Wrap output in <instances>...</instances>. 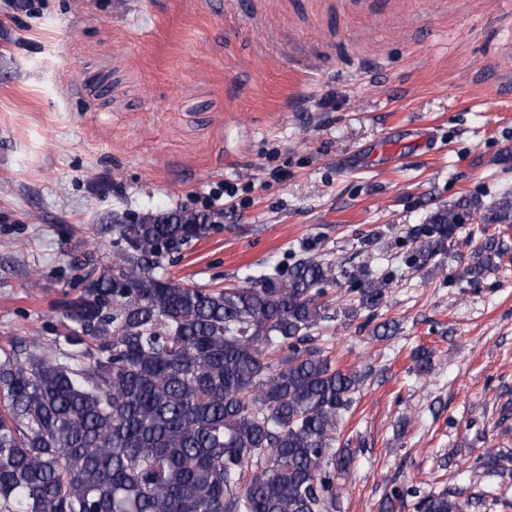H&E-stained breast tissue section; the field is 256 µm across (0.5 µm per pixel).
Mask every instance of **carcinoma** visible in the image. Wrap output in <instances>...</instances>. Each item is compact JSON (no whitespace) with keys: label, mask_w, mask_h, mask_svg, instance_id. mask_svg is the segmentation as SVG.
Listing matches in <instances>:
<instances>
[{"label":"carcinoma","mask_w":512,"mask_h":512,"mask_svg":"<svg viewBox=\"0 0 512 512\" xmlns=\"http://www.w3.org/2000/svg\"><path fill=\"white\" fill-rule=\"evenodd\" d=\"M512 224V194L463 198L410 230L408 263L456 241L461 218ZM112 266L71 261L82 285L59 302L63 332L43 347L0 345V512H339L350 454L340 425L365 374L313 345L329 319L335 265L301 257L246 284H184L163 248L206 236L185 208L112 224ZM502 242L485 238L464 275L478 288ZM348 312H375L391 278L352 275ZM488 450L480 466L505 474ZM416 491L395 488L386 512ZM416 512H465L458 493Z\"/></svg>","instance_id":"1"}]
</instances>
